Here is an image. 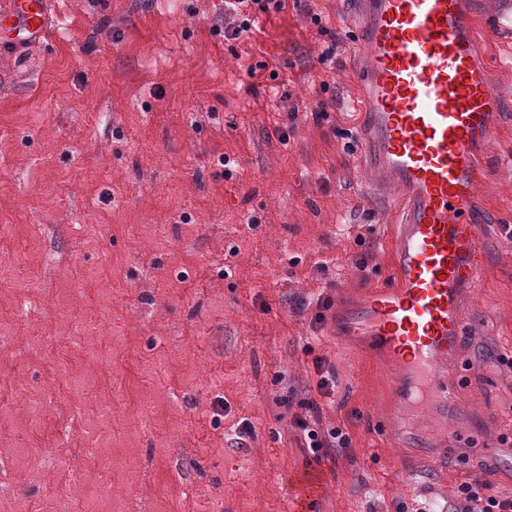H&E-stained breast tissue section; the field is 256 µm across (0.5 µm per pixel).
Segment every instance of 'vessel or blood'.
<instances>
[{"label": "vessel or blood", "instance_id": "obj_1", "mask_svg": "<svg viewBox=\"0 0 512 512\" xmlns=\"http://www.w3.org/2000/svg\"><path fill=\"white\" fill-rule=\"evenodd\" d=\"M49 0H10L0 27L14 44L48 32ZM366 182L397 203L391 282L346 313L396 365L402 436L426 415L458 425L462 413L441 375L466 334L465 291L480 286L491 251L512 230L489 224L478 186L488 174L477 148L499 128L503 102L478 56L472 0H355Z\"/></svg>", "mask_w": 512, "mask_h": 512}]
</instances>
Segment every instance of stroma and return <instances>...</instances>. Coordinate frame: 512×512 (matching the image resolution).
I'll return each mask as SVG.
<instances>
[{
    "label": "stroma",
    "mask_w": 512,
    "mask_h": 512,
    "mask_svg": "<svg viewBox=\"0 0 512 512\" xmlns=\"http://www.w3.org/2000/svg\"><path fill=\"white\" fill-rule=\"evenodd\" d=\"M52 2L45 41L0 53V512H438L476 478L512 494L490 456L512 434V244L448 363L468 418L429 449L400 441L383 357L314 320L393 257L395 212L356 159L348 0H288L230 40L224 0ZM475 9L505 100L478 192L512 225V0ZM312 401L350 441L314 494L294 424Z\"/></svg>",
    "instance_id": "1"
}]
</instances>
